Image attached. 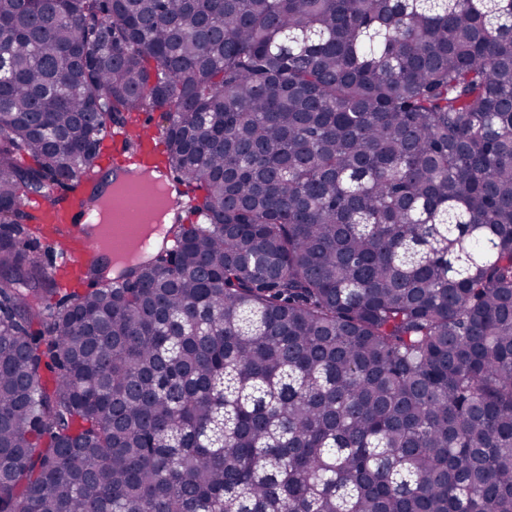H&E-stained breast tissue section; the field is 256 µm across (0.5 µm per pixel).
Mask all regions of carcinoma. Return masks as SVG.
I'll list each match as a JSON object with an SVG mask.
<instances>
[{"instance_id":"1","label":"carcinoma","mask_w":512,"mask_h":512,"mask_svg":"<svg viewBox=\"0 0 512 512\" xmlns=\"http://www.w3.org/2000/svg\"><path fill=\"white\" fill-rule=\"evenodd\" d=\"M1 31L0 512H512V0ZM154 109L170 248L61 292L26 200Z\"/></svg>"}]
</instances>
